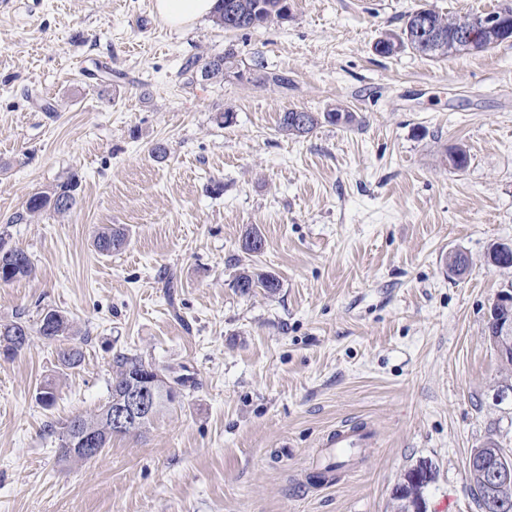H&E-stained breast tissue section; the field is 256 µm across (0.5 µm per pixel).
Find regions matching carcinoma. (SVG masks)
<instances>
[{"label":"carcinoma","instance_id":"carcinoma-1","mask_svg":"<svg viewBox=\"0 0 512 512\" xmlns=\"http://www.w3.org/2000/svg\"><path fill=\"white\" fill-rule=\"evenodd\" d=\"M290 11L288 0H216V6L212 12L213 21L226 30H250L261 27L264 24L277 19H288ZM420 12L427 14L432 18L433 23L438 27L439 33L448 36V29L458 23V19H445L433 9H420ZM400 47H409L416 52L429 57L445 56L459 52V49L450 42H445V46L438 51L429 52L416 37L413 20L411 16H406L401 35L398 36ZM185 71L200 76L205 81L224 80L226 75H234L239 79L244 78L245 73L241 69L239 60L232 51L224 53L217 58H190L185 63ZM252 71L258 74V78L263 84L276 89H288L290 80L288 75L267 69L264 60L260 57L253 59ZM305 123L300 125L295 120V112L289 109L280 113L278 128L295 136H303L312 132L320 123L325 121L334 125H350L355 121V116L345 107L338 104L319 114L314 112L301 111ZM78 183L67 181L58 185L52 192L35 193L30 196L25 205V209L13 217V222L21 224L31 217L50 210L57 215H63L69 212L76 204V190ZM126 242L125 229L110 225L101 227L94 236L93 245L101 253L108 255L114 251L120 250ZM242 248L247 253L258 254L263 249V239L261 235L253 228L246 231L242 239ZM10 253L23 261L22 268L13 273L10 281H16L32 276L35 268L28 254L18 248H5L0 244V255ZM234 288L243 294H249L257 288L273 294L280 288V281L275 274L261 270H244L239 273L234 281ZM46 316H39L35 326H30L22 321L0 324V343L7 342L6 350L15 355L21 352L29 345L31 333H36L41 338L52 341L57 336H69L72 332V325L66 315H60V318L54 321L52 331L45 329L44 322ZM82 361V351L79 347H70L58 352V362L62 369H73ZM116 372L112 376L109 388L108 405L102 407L98 414L94 416L77 415L74 420L81 423L82 427L97 434L100 437L101 445L106 443L112 436H126L140 434L146 430L153 421L160 415L169 411L170 406L163 405L152 416L132 419L121 428H112L107 431L108 416L110 410L122 401L127 391L144 383L147 380L153 382L154 389L158 392L171 390L169 382L158 377V367L144 361L137 355L118 354L115 358ZM69 423H64L62 432L59 436V454L65 460H84L86 456L70 447L67 441L66 431ZM414 470H409L404 480L408 484L400 487L404 495L396 498L398 502L397 509L401 512H410L412 509L421 510L426 506L424 498V489L413 484L412 478ZM471 491L478 512H512V494L505 496L507 506L497 510L489 506V503L496 499V496L489 491L486 484L478 477L467 476Z\"/></svg>","mask_w":512,"mask_h":512}]
</instances>
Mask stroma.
Listing matches in <instances>:
<instances>
[{"label":"stroma","mask_w":512,"mask_h":512,"mask_svg":"<svg viewBox=\"0 0 512 512\" xmlns=\"http://www.w3.org/2000/svg\"><path fill=\"white\" fill-rule=\"evenodd\" d=\"M152 4L0 0V237L35 267L0 284V323L60 310L84 352L63 370L60 342L35 336L0 356V512H394L423 462L427 512H478L472 449L512 450V367L485 335L512 284L487 259L512 244V42L436 58L375 45L423 4L457 18L512 0H290L258 29L180 32ZM228 50L291 86L183 70ZM337 104L359 123L278 129L280 112ZM73 175L68 214L10 223ZM109 224L127 242L104 255ZM252 227L257 254L241 248ZM246 267L279 290L240 293ZM119 352L192 383L145 432L61 459L63 424L104 406ZM344 421L369 423L371 445L317 486ZM252 62V71L258 73V78L263 84L276 89H288L290 84L288 75L275 70L268 71L264 60L260 57L254 58ZM125 242V229L120 226L110 225L99 228L94 236L93 245L99 253L108 255L120 250Z\"/></svg>","instance_id":"stroma-1"}]
</instances>
